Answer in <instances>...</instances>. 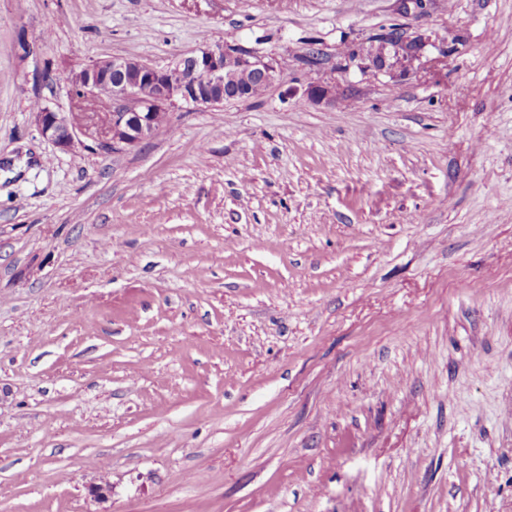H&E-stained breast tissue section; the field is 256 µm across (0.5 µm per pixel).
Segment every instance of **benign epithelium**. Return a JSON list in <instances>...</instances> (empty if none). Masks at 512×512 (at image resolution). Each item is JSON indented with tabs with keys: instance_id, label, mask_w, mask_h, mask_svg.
I'll use <instances>...</instances> for the list:
<instances>
[{
	"instance_id": "obj_1",
	"label": "benign epithelium",
	"mask_w": 512,
	"mask_h": 512,
	"mask_svg": "<svg viewBox=\"0 0 512 512\" xmlns=\"http://www.w3.org/2000/svg\"><path fill=\"white\" fill-rule=\"evenodd\" d=\"M401 57L421 51L416 42L379 41L368 56L370 67L387 69V46ZM281 69L273 59L253 56L221 44H206L173 58L164 66L114 56L71 72L69 82L79 99L97 100L110 107L106 123L95 122V112H57L47 105L33 112L40 134L56 148L70 152L92 139L103 151L119 153L151 139L160 129L156 113L175 107L205 106L218 109L227 98H249L253 83L271 88L279 83ZM313 101L336 103V87L311 84Z\"/></svg>"
}]
</instances>
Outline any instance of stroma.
<instances>
[{
  "mask_svg": "<svg viewBox=\"0 0 512 512\" xmlns=\"http://www.w3.org/2000/svg\"><path fill=\"white\" fill-rule=\"evenodd\" d=\"M208 39L280 83L41 136ZM0 512H512V0H0ZM387 45H391L394 48L395 54H397L398 56L401 55L402 59L404 57L408 58L409 55L419 52L423 48V45L421 43L416 42L396 43L389 42L385 39L379 41V45L376 48V50L367 57V59L370 62V67H372L378 72H384L387 69L385 53Z\"/></svg>",
  "mask_w": 512,
  "mask_h": 512,
  "instance_id": "obj_1",
  "label": "stroma"
}]
</instances>
